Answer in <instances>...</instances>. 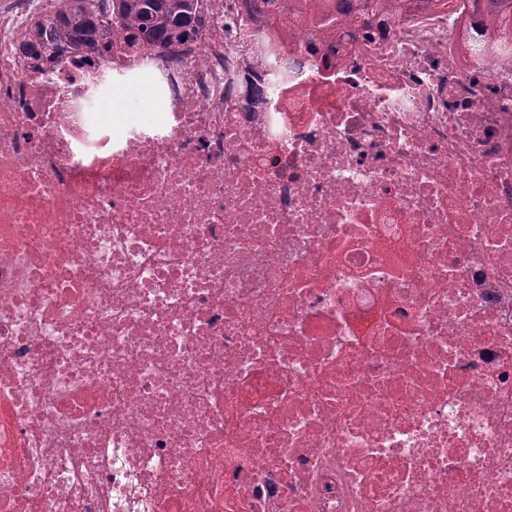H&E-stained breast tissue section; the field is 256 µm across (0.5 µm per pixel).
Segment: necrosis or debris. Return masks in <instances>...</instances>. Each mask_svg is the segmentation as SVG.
Listing matches in <instances>:
<instances>
[{
	"instance_id": "necrosis-or-debris-1",
	"label": "necrosis or debris",
	"mask_w": 512,
	"mask_h": 512,
	"mask_svg": "<svg viewBox=\"0 0 512 512\" xmlns=\"http://www.w3.org/2000/svg\"><path fill=\"white\" fill-rule=\"evenodd\" d=\"M0 0V512H512V63L473 0L20 52ZM145 115L104 123L114 92Z\"/></svg>"
}]
</instances>
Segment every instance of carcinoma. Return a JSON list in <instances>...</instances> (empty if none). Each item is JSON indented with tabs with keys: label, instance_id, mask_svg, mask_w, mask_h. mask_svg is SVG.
<instances>
[{
	"label": "carcinoma",
	"instance_id": "carcinoma-1",
	"mask_svg": "<svg viewBox=\"0 0 512 512\" xmlns=\"http://www.w3.org/2000/svg\"><path fill=\"white\" fill-rule=\"evenodd\" d=\"M56 17L34 25L23 50L56 61L69 52L92 53L107 48L113 32L127 36L130 46L146 42L164 46L195 32L202 19L204 0H111L109 13L95 14L83 6V0H58ZM393 0H331L321 15L324 27L333 34L364 24L368 14L386 20ZM501 36L495 51L505 60L512 59V17L499 18Z\"/></svg>",
	"mask_w": 512,
	"mask_h": 512
}]
</instances>
